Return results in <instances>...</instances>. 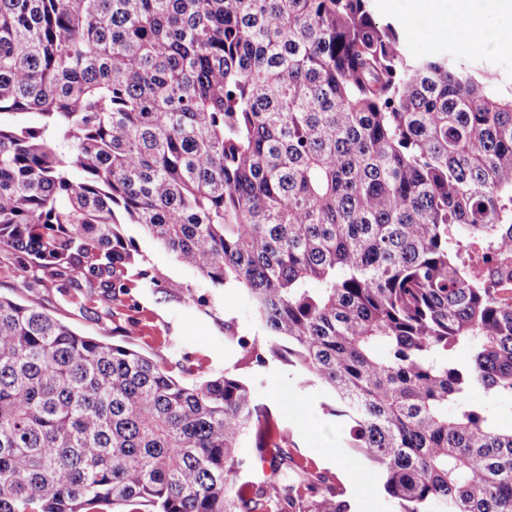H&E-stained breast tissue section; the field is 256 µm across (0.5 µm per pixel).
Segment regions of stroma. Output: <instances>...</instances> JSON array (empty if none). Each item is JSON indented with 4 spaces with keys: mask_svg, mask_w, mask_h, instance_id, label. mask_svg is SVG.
Wrapping results in <instances>:
<instances>
[{
    "mask_svg": "<svg viewBox=\"0 0 512 512\" xmlns=\"http://www.w3.org/2000/svg\"><path fill=\"white\" fill-rule=\"evenodd\" d=\"M408 4L409 0H372L376 15L398 24L411 51L444 53L449 60H463L497 71L503 79L512 78V55L494 53L483 44H469L460 27L450 35L427 36L424 30L430 25V18L411 16ZM124 231L163 279L181 282L186 289L185 295L180 296L162 288L132 287L131 316L139 324L137 335L125 334L124 321L97 316L67 303L54 286H22L11 275L10 260L5 256L0 257V295L44 309L80 335L127 345L158 360H172L181 353H189L202 377L235 367L241 358L235 337L254 338L264 334L245 291L212 287L198 272L181 265L171 253L145 237L136 226H125ZM239 374L253 386L259 404L276 412L288 454L311 464L328 482L349 490L356 512H394L376 469L350 448L334 414L336 403L327 389L316 382H304L296 367L281 361L262 368H243Z\"/></svg>",
    "mask_w": 512,
    "mask_h": 512,
    "instance_id": "obj_1",
    "label": "stroma"
}]
</instances>
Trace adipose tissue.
Instances as JSON below:
<instances>
[{
	"label": "adipose tissue",
	"mask_w": 512,
	"mask_h": 512,
	"mask_svg": "<svg viewBox=\"0 0 512 512\" xmlns=\"http://www.w3.org/2000/svg\"><path fill=\"white\" fill-rule=\"evenodd\" d=\"M410 11L415 15L447 17L448 25L452 28L461 23L466 24L470 42L482 43L487 41V15L495 12L512 13V0H411ZM490 44L495 51L512 53L511 35H502Z\"/></svg>",
	"instance_id": "1"
}]
</instances>
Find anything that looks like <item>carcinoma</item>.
Here are the masks:
<instances>
[{
  "instance_id": "obj_1",
  "label": "carcinoma",
  "mask_w": 512,
  "mask_h": 512,
  "mask_svg": "<svg viewBox=\"0 0 512 512\" xmlns=\"http://www.w3.org/2000/svg\"><path fill=\"white\" fill-rule=\"evenodd\" d=\"M126 224L246 292L241 364L330 391L396 512H512V428L470 399L512 401V83L371 0H0L14 278L113 319L184 293ZM175 367L0 296V512H354L236 372Z\"/></svg>"
}]
</instances>
